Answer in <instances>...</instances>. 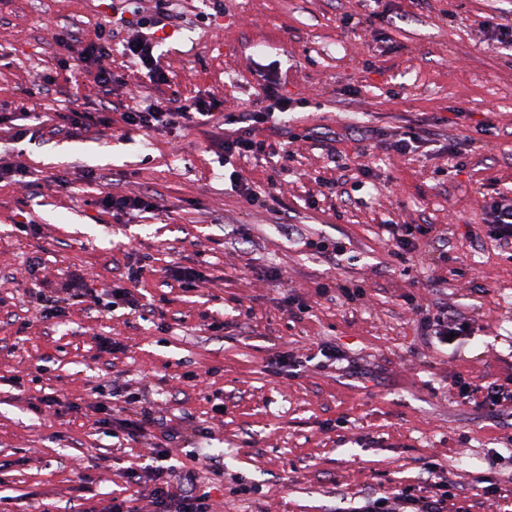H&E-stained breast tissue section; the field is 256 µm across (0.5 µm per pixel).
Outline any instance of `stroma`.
<instances>
[{
  "label": "stroma",
  "mask_w": 512,
  "mask_h": 512,
  "mask_svg": "<svg viewBox=\"0 0 512 512\" xmlns=\"http://www.w3.org/2000/svg\"><path fill=\"white\" fill-rule=\"evenodd\" d=\"M160 1L175 19L153 84L120 42L141 32L134 6ZM214 1L0 0V496L16 512H153L146 451L165 448L213 512H348L451 482L464 492L447 512H512V411L454 388L512 381V254L487 226L494 193L512 196V45L484 27L512 25V0ZM118 8L127 23L96 62L120 77L106 96L66 67ZM268 85L291 109L257 132L265 154L235 163L249 203L222 175L223 114ZM199 97L223 113L124 131L122 112ZM72 109L92 120L69 136ZM408 130L426 144L404 154ZM108 194L162 208L116 217ZM414 224L432 231L397 259L391 232ZM176 266L203 273L194 291ZM89 276L156 312L94 303L77 291ZM69 287L67 316L45 318L40 292ZM419 307L471 330L445 340ZM117 390L163 427L106 436L98 407ZM53 396L79 411L41 410ZM478 473L495 494L471 489Z\"/></svg>",
  "instance_id": "1"
}]
</instances>
